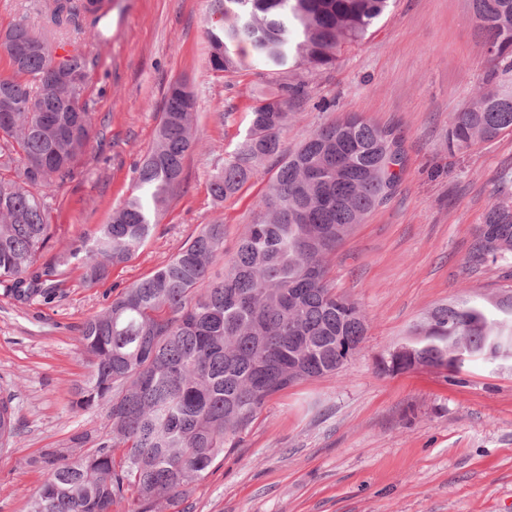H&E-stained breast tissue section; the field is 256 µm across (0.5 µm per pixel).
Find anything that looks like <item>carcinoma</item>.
<instances>
[{
	"label": "carcinoma",
	"instance_id": "carcinoma-1",
	"mask_svg": "<svg viewBox=\"0 0 512 512\" xmlns=\"http://www.w3.org/2000/svg\"><path fill=\"white\" fill-rule=\"evenodd\" d=\"M391 0H213L224 23L210 26L209 62L220 72L245 65L284 78L259 95L235 152L210 182L214 200L236 195L275 169L236 250L224 258V222L205 224L148 277L117 293L79 332L87 380L74 407L106 408L111 442L77 437L76 458L48 450L37 460L42 484L28 512H157L174 504L239 445L263 406L307 380L337 374L336 358L358 352L367 327L355 301L339 295L327 259L395 187L400 142L349 114L319 127L290 150L294 108L308 99L304 72L327 70L342 47L362 40ZM490 72L512 71V0H471ZM104 0H41L44 25L61 35L89 31ZM67 46L65 54L56 49ZM12 75L0 78V288L21 300L60 286L59 267L77 251L38 264L53 237L45 190L71 179L93 138L84 96L89 60L71 41L36 34L24 18L0 36ZM62 67L75 87L52 75ZM512 131V82L486 85L449 121L450 149L466 152ZM195 98L183 82L165 95L155 141L134 165L131 193L99 226L81 259L93 286L135 257L169 198L184 182V158L197 147ZM512 256V196L496 193L468 262ZM512 292L483 304H441L411 330L421 365L454 364L512 352V323L491 318ZM458 364V363H456ZM466 363L458 364L462 369ZM12 399L0 397V450L18 444Z\"/></svg>",
	"mask_w": 512,
	"mask_h": 512
}]
</instances>
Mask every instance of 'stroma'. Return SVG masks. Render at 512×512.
<instances>
[{"instance_id": "stroma-1", "label": "stroma", "mask_w": 512, "mask_h": 512, "mask_svg": "<svg viewBox=\"0 0 512 512\" xmlns=\"http://www.w3.org/2000/svg\"><path fill=\"white\" fill-rule=\"evenodd\" d=\"M104 9L105 41L79 43L94 61L85 94L95 102L96 134L73 177L50 190L54 236L44 260L82 247L130 193L173 82L196 96L199 144L153 235L104 282L87 287L74 260L51 300L0 290V395L12 396L19 432L18 447L0 450V512H27L29 491L44 479L30 461L45 449L75 456L79 435L110 437L104 408L72 406L88 372L83 322L166 263L200 225L222 218L232 251L268 181L260 175L221 203L210 194L268 87L251 68L212 69V0H105ZM485 59L470 0H392L334 68L309 76L310 100L288 128L289 147L349 113L401 141L392 193L329 259L337 293L366 315V336L338 374L269 400L239 446L178 508L160 512H512V359L455 374L377 367L436 305L512 287V259L467 263L492 194L512 195V132L465 153L448 150L449 117L486 82Z\"/></svg>"}]
</instances>
